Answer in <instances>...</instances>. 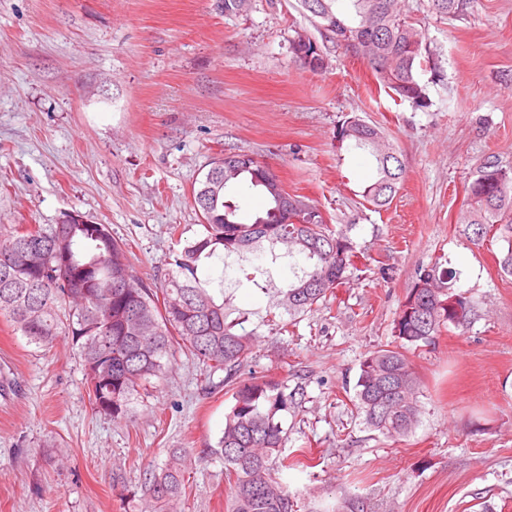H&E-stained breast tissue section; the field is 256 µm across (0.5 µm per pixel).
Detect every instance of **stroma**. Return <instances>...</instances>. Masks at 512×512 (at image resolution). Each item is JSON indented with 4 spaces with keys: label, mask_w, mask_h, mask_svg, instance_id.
I'll list each match as a JSON object with an SVG mask.
<instances>
[{
    "label": "stroma",
    "mask_w": 512,
    "mask_h": 512,
    "mask_svg": "<svg viewBox=\"0 0 512 512\" xmlns=\"http://www.w3.org/2000/svg\"><path fill=\"white\" fill-rule=\"evenodd\" d=\"M425 29L438 73L427 107L392 99L365 59L320 31L300 0H0V225L54 224L76 211L126 244L138 278L161 283L180 240L197 236L192 189L229 151L270 165L362 251L356 268L287 331L261 324L268 298L235 291L257 342L243 369L302 387L283 414V479L298 512L353 492L365 512H512V275L503 243L459 237L465 188L489 156L512 167V0H470L440 17L403 0ZM328 59H293L295 29ZM357 116L396 146L405 180L390 206L362 192L372 158L340 148ZM455 268L471 324L442 331L411 360L422 413L386 439L353 406L362 360L392 339L420 269ZM233 404L191 358L177 356L130 419L95 413L66 340L43 349L0 316V512H138L112 489L137 484L172 449L198 461L185 512H225L229 484L213 454Z\"/></svg>",
    "instance_id": "35a3bbf8"
}]
</instances>
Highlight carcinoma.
<instances>
[{"instance_id":"1","label":"carcinoma","mask_w":512,"mask_h":512,"mask_svg":"<svg viewBox=\"0 0 512 512\" xmlns=\"http://www.w3.org/2000/svg\"><path fill=\"white\" fill-rule=\"evenodd\" d=\"M444 17L463 12L466 0H429ZM330 38L368 60L385 91L424 107L426 88L419 71L432 58L423 29L403 11L401 0H301ZM290 48L304 68L312 38L295 31ZM338 142L350 150L369 152L375 174L363 197L377 208L390 205L404 180L405 167L384 132L354 116L337 130ZM267 164L250 162L236 173L218 157L212 177H203L193 191L203 231L184 240L176 269L158 286L136 282L125 245L105 224H69L63 235L57 225L40 224L36 234L14 227L0 230V315L38 347L66 339L80 358L96 413L114 420L128 418L131 404L154 378H161L184 354L211 377L225 372L233 405L224 417L217 442L230 486L228 512H294V501L275 477L287 432L278 413L295 403L288 386L253 373L242 374L254 347L256 332L242 329L250 313L234 308L230 286L258 288L270 301L261 322L280 329L325 301L356 269V243L333 231L321 210L307 201L303 223L287 222L272 190ZM262 193L268 206L249 222L229 191L240 183ZM468 202L459 234L477 244L491 231L507 244L498 260L512 274V168L490 156L477 167L467 186ZM292 277L277 284L275 273L288 260ZM24 265L20 271L16 266ZM457 271L438 264L424 268L401 305L392 336L395 344L372 351L360 364L354 406L365 424L386 438L409 435L420 421V380L408 353L435 344L442 330L466 327L473 315L471 299L456 293ZM458 297L460 312L448 309ZM192 453L183 448L167 462L143 473L140 512H182L185 473ZM331 512H364V501L345 495Z\"/></svg>"}]
</instances>
